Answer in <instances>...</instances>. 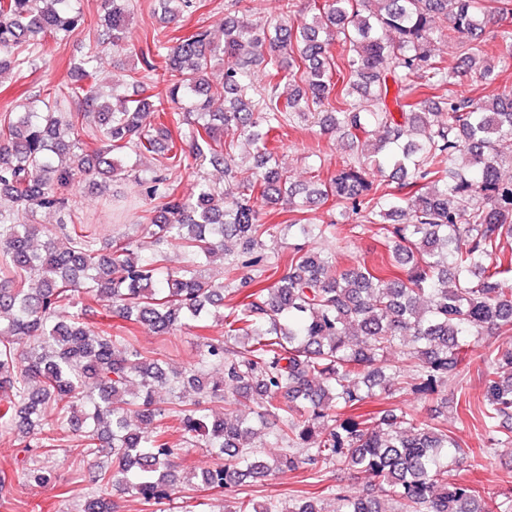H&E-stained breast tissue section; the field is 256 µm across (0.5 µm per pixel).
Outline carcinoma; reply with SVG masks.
<instances>
[{
	"label": "carcinoma",
	"instance_id": "carcinoma-1",
	"mask_svg": "<svg viewBox=\"0 0 512 512\" xmlns=\"http://www.w3.org/2000/svg\"><path fill=\"white\" fill-rule=\"evenodd\" d=\"M77 2L0 0V80L28 70L40 38L65 40L84 24ZM156 2L162 27L135 50L140 69L100 87L98 42L57 91L34 90L0 116V196L13 203L0 208V429L18 430L27 482H52L30 453L57 451L68 425L79 455L97 460L96 482L147 506L170 499L175 458L206 448L214 463L194 478L208 489L334 463L370 474L397 512H512V495L476 498L455 469L466 449L444 423L402 409L340 417L400 390L427 400L453 383L458 400L461 366L477 359L487 367L478 408L486 439L512 443V253L503 250L512 179L502 174L512 165V86L491 100L458 97L449 87L462 72L430 49L434 39L455 42L467 73L488 71L491 43L511 61L512 0H315L309 20L296 17L295 0H281L274 24L228 18L222 40L204 27L170 36L197 0ZM102 8L108 44L125 49L130 0ZM336 40L342 66L328 51ZM158 58L164 88L152 94ZM217 65L224 81L213 85ZM128 82L139 97L120 91ZM325 103L333 108L321 130L346 137L352 156L292 183L279 158L282 129ZM89 118L85 133L100 143L90 153L74 138ZM230 129L253 147V166L224 140ZM147 155L155 168L139 185L153 206L138 216L141 238L99 237L77 215L73 181H125ZM207 165L224 171L227 187L200 178L178 192L181 170ZM387 168L395 193L377 180ZM329 199L339 219L297 217ZM280 204L301 243L273 258L260 206ZM41 210L62 216L58 230L35 222ZM350 218L362 231L379 225L405 275L343 266L309 247ZM173 242L185 255L176 271L167 266ZM218 261L230 293L242 296L226 312L224 281L207 274ZM272 267L278 277L262 284ZM87 297L159 336L210 319L224 334L202 337L196 364L170 371L130 337L87 324ZM485 334L502 341L483 345ZM161 390L167 408L157 404ZM251 400L254 416L239 414L235 406ZM212 404L224 415H211ZM270 422L280 453L268 460ZM336 500L337 512H381L363 495L338 491ZM116 509L99 495L82 512ZM234 512L325 510L310 496L283 507L243 500Z\"/></svg>",
	"mask_w": 512,
	"mask_h": 512
}]
</instances>
